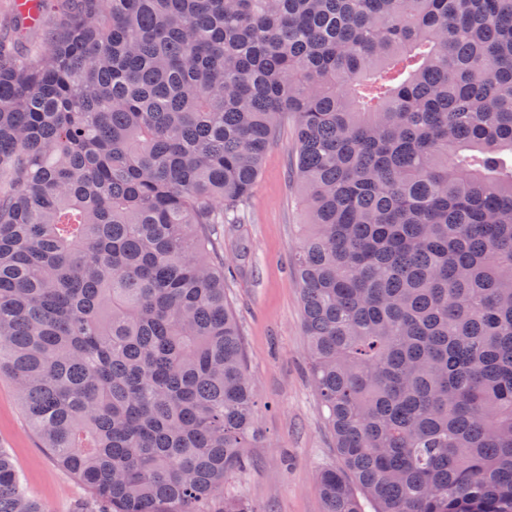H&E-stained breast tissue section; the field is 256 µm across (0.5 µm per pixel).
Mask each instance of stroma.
<instances>
[{
    "label": "stroma",
    "instance_id": "1",
    "mask_svg": "<svg viewBox=\"0 0 512 512\" xmlns=\"http://www.w3.org/2000/svg\"><path fill=\"white\" fill-rule=\"evenodd\" d=\"M65 15V0H44L38 20L23 22L16 0H0V44L35 56ZM294 152L288 118L265 154L251 197L232 223L219 227L224 294L237 316L261 432L243 451L248 466L225 482L224 493L246 499L254 512H323L317 475L341 465L308 370L301 286L290 265L306 221L291 173ZM0 448L12 455L29 496L48 512H92L88 489L42 447L14 385L1 375Z\"/></svg>",
    "mask_w": 512,
    "mask_h": 512
}]
</instances>
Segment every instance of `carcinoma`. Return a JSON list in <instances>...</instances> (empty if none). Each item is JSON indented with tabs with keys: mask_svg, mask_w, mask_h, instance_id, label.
Listing matches in <instances>:
<instances>
[{
	"mask_svg": "<svg viewBox=\"0 0 512 512\" xmlns=\"http://www.w3.org/2000/svg\"><path fill=\"white\" fill-rule=\"evenodd\" d=\"M0 45V372L102 512L258 440L213 259L284 118L325 512H512V0H69ZM0 512H48L0 448ZM35 22H21L16 0H0V43L22 56L33 57L43 50L46 34L65 19V0H43Z\"/></svg>",
	"mask_w": 512,
	"mask_h": 512,
	"instance_id": "1",
	"label": "carcinoma"
}]
</instances>
